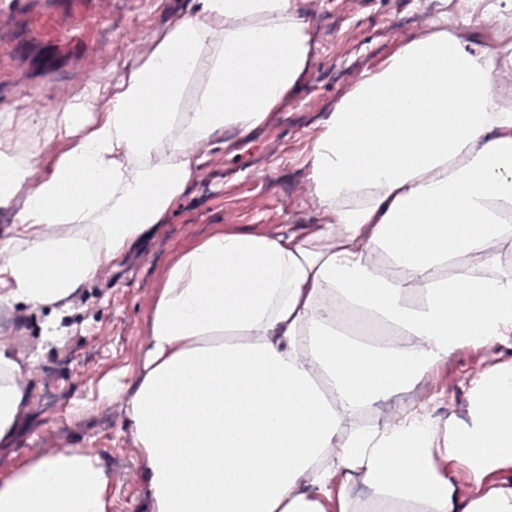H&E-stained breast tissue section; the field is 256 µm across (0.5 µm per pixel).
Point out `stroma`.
I'll return each instance as SVG.
<instances>
[{
    "label": "stroma",
    "instance_id": "stroma-1",
    "mask_svg": "<svg viewBox=\"0 0 512 512\" xmlns=\"http://www.w3.org/2000/svg\"><path fill=\"white\" fill-rule=\"evenodd\" d=\"M313 30L311 62L288 104L232 146L210 150L165 222L141 238L117 265L100 268L56 313L19 303L0 310V340L10 342L30 373V401L15 440L0 447V468L81 447L112 473V512H150L144 462L121 400L97 403L99 382L135 368L162 273L177 248L225 229L271 234L300 231L320 219L306 157L340 95L423 29L418 0H295ZM197 0H0V116L19 99L40 114L64 93L78 94L98 73L99 53L112 49V77L135 66L136 54L162 36ZM60 317L59 345L41 339L43 323ZM512 363V338L485 353L465 349L431 384L403 403H381L353 423H383L406 407L427 404L439 421L466 419L476 370Z\"/></svg>",
    "mask_w": 512,
    "mask_h": 512
}]
</instances>
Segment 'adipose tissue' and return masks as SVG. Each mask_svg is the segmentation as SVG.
<instances>
[{"label": "adipose tissue", "mask_w": 512, "mask_h": 512, "mask_svg": "<svg viewBox=\"0 0 512 512\" xmlns=\"http://www.w3.org/2000/svg\"><path fill=\"white\" fill-rule=\"evenodd\" d=\"M428 29L341 96L307 157L321 216L302 234L216 227L182 246L130 380L106 376L145 462L151 512H347L359 474L390 512H512V365L477 374L463 423L363 408L512 336V28L490 0ZM492 39L493 49L478 43ZM294 0H199L126 77L1 122L0 308H55L163 221L225 134L263 125L312 55ZM53 162L33 178L41 157ZM453 265L452 277L436 278ZM352 311L398 335L340 334ZM0 343V445L29 402ZM447 470H440L437 456ZM0 512H112V474L75 447L0 477Z\"/></svg>", "instance_id": "adipose-tissue-1"}]
</instances>
